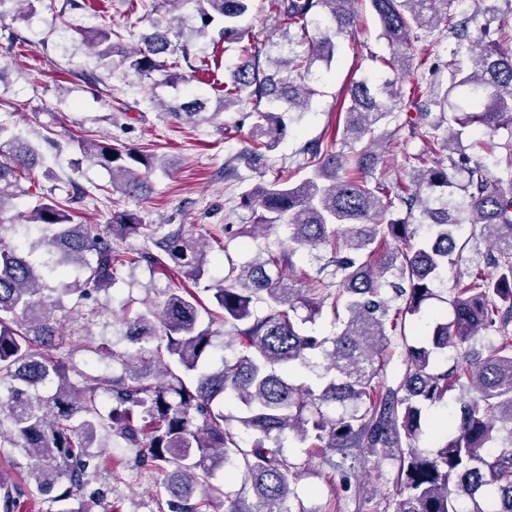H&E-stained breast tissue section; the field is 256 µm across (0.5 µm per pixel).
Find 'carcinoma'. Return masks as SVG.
<instances>
[{
    "mask_svg": "<svg viewBox=\"0 0 512 512\" xmlns=\"http://www.w3.org/2000/svg\"><path fill=\"white\" fill-rule=\"evenodd\" d=\"M7 1L21 8L10 15L1 10ZM41 2L0 0V22L31 17ZM253 2L154 0L153 9L185 10L176 20L181 26L193 20L189 31L197 38L219 26L228 51L241 43ZM357 2L277 0L278 25L300 30L308 53L284 73L263 66L261 50L245 49L248 60L224 83L223 109L247 90L256 122L250 145L234 160L262 168L286 124L261 103L275 98L290 111L306 109L312 64L333 60L335 39L356 22ZM365 2L388 42L390 55L380 62L394 79L344 87L336 99L343 121L332 136L300 150L299 166L307 170L300 182L286 175L261 180L239 196L253 227L284 228L288 247L231 264L223 280L201 288L207 251L200 239L180 226L155 241L157 252L131 259L119 241L151 225L117 201L101 227L73 222V198L41 196L25 216L39 228L37 240L24 249L0 234V447L31 461L23 473L0 469V512H16L20 498L33 493L52 495L62 505L58 512H80L69 504L102 494L95 482L110 437L133 451L128 468L160 477L159 512H213L221 503L225 512H305L291 488L299 466L285 451L288 438L296 448L320 450L346 479L390 462L394 512H512V46L504 48V41L512 43V0H504L503 10L485 8L486 0ZM485 11L490 17L473 40L469 25ZM322 14L329 24L313 40L308 27ZM442 21L456 43L451 55L466 49L468 66L452 59L449 83L402 94L397 83L414 52L422 66L438 56L439 42L420 49L417 43ZM168 33L157 24L128 49L119 33L102 26L83 42L100 65L145 78L165 71L174 82L183 66L209 70L185 45L170 59ZM398 99L406 109L401 124ZM167 110L198 116L204 102ZM405 126L427 144L406 156L411 183L372 182L375 160ZM482 129L507 131L495 144L506 152V165L455 150L463 136ZM6 132L0 124V217L10 201L29 193L21 180L37 187L39 178H52L33 143ZM79 148L122 194L148 191L152 155L85 139ZM445 152L446 159H434ZM458 172L466 174L461 184L453 180ZM481 244V262L452 288L453 319L434 315L417 337L407 335V324L436 299L435 284ZM299 252L328 254L331 279L316 278L308 288L286 283L282 272L295 271ZM139 261L182 273L187 282L167 289L160 309L123 321V338L135 350L95 348L112 353L123 373L93 376L53 353L55 309L67 303L72 315L83 316L118 268ZM53 280L60 287H49ZM324 316L335 329L330 336L312 328ZM218 319L231 327L225 347L234 352L212 369ZM148 343L155 344L151 354L138 357ZM390 345L403 365L391 380ZM446 355L453 364L441 368L437 359ZM451 397L459 404L457 419L430 415ZM226 398L240 414H224ZM227 467L241 478L233 492L214 483L216 471Z\"/></svg>",
    "mask_w": 512,
    "mask_h": 512,
    "instance_id": "1",
    "label": "carcinoma"
}]
</instances>
